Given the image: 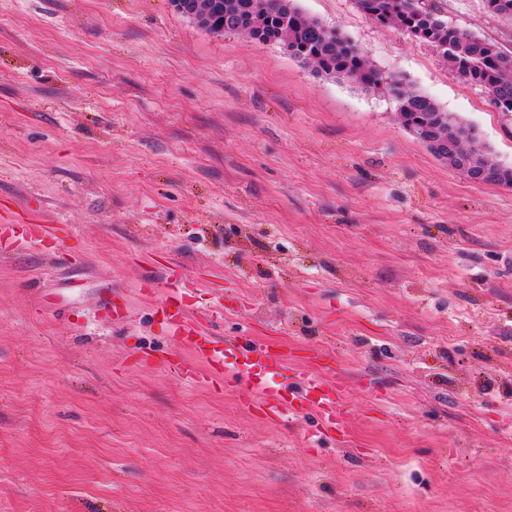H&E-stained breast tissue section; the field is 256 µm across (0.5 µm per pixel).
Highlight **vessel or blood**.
<instances>
[{"instance_id": "vessel-or-blood-1", "label": "vessel or blood", "mask_w": 512, "mask_h": 512, "mask_svg": "<svg viewBox=\"0 0 512 512\" xmlns=\"http://www.w3.org/2000/svg\"><path fill=\"white\" fill-rule=\"evenodd\" d=\"M162 310L174 334L184 337L207 362L208 380H230L246 403L262 418L284 421L297 414L317 415L325 431L343 430L350 419L344 408L343 384L328 383L309 372L297 383L273 386L286 369V359L268 341L254 336L219 338L198 331L187 319L180 292H171Z\"/></svg>"}]
</instances>
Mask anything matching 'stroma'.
Here are the masks:
<instances>
[{"instance_id":"obj_1","label":"stroma","mask_w":512,"mask_h":512,"mask_svg":"<svg viewBox=\"0 0 512 512\" xmlns=\"http://www.w3.org/2000/svg\"><path fill=\"white\" fill-rule=\"evenodd\" d=\"M512 53L482 0H427ZM512 168V112L355 0H298ZM56 235L11 245L13 220ZM0 512H512V187L396 99L170 0H0ZM343 380L346 434L189 382L159 306Z\"/></svg>"}]
</instances>
